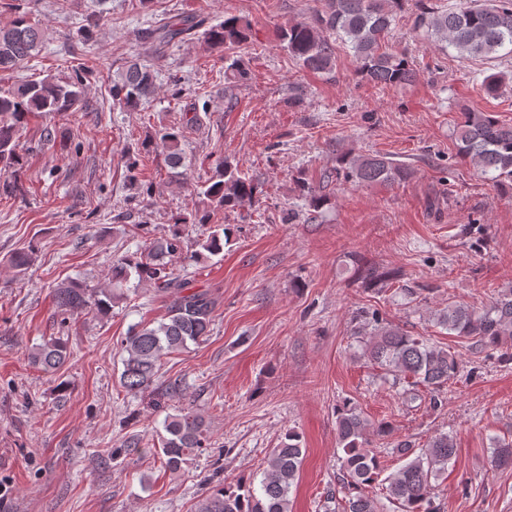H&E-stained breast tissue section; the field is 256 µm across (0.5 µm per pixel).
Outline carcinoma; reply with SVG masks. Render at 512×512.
Segmentation results:
<instances>
[{
    "label": "carcinoma",
    "mask_w": 512,
    "mask_h": 512,
    "mask_svg": "<svg viewBox=\"0 0 512 512\" xmlns=\"http://www.w3.org/2000/svg\"><path fill=\"white\" fill-rule=\"evenodd\" d=\"M320 7L309 16L288 24L280 31V42L303 68L330 75L336 70V45L343 43L351 51L357 70L368 83L379 87L403 86L416 77L413 62L404 52L383 47L391 25L408 0H317ZM414 27L424 30L441 48L452 47L462 55L489 59L500 51L512 55V0H469L463 7L439 10L427 6L429 0H415ZM145 35L160 45L195 38L220 53L247 42L250 23L227 14L224 23L205 26L198 14H180L175 22L151 29ZM47 41L46 32L30 22L29 12L19 11L7 25H0V72H13L36 56ZM244 65L234 60L224 68V81L239 84L248 79ZM86 84L80 73L65 79L47 75L27 80L14 88L0 89V195L11 194L16 184L13 173L22 164L16 133L27 115L34 112H70L83 101ZM155 78L150 69L130 64L119 80L112 83V99L128 111H135L155 93ZM457 155L488 175L501 188L512 193V124L501 121L493 112L464 108L454 129ZM182 132L175 127L159 130L141 148L127 158L128 180L137 194L151 195L154 186L138 177L139 156L144 151L166 155L170 168L186 166ZM336 176L358 185L400 183L411 177L410 168L380 154L353 152L336 157ZM298 190L315 212L328 202L326 195L304 177L296 180ZM261 193L259 184L238 174L237 168L219 158L212 175L197 187V195L206 205L190 217L174 218L170 234L154 242L140 256L124 255L112 262L109 287L89 288L71 280L53 290L58 312L74 314L94 310L105 314L115 301L124 297L131 277L153 284L166 299V313L157 325L142 322L129 326L121 341L119 382L126 392L144 393L158 389L162 359L176 351L206 340L212 331L216 299L207 290L188 291L182 278L169 267V260L183 253L180 225L208 224L210 215L249 204ZM229 228L217 224L199 243L194 258L223 252ZM438 322L448 334L493 348L512 347V287L501 288L487 306L477 308L450 302L439 314ZM362 355L384 371L392 384L421 386L437 397L460 372L457 355L441 346L431 345L421 336L379 318L363 327ZM68 341L53 337L33 348L30 363L53 372L70 360ZM166 436L161 438L163 465L177 471L206 447L208 429L203 415L182 408L164 420ZM336 435L343 456L339 457L346 490L343 512H385L384 502L398 504L401 512H439L433 506L436 482L456 459L454 438L439 433L425 447L416 448L409 440L394 442L392 452L405 459L394 473L384 478L383 498L369 493L381 478L380 456L369 448V436L386 438L391 426L371 423L362 410L347 401L336 409ZM303 461L301 438L288 432L278 446L270 449L261 472L260 490L253 482L228 483L214 473L209 488L198 502L196 512H290L289 493L298 479ZM493 468H512V439H495L490 448Z\"/></svg>",
    "instance_id": "cac0c4a2"
}]
</instances>
